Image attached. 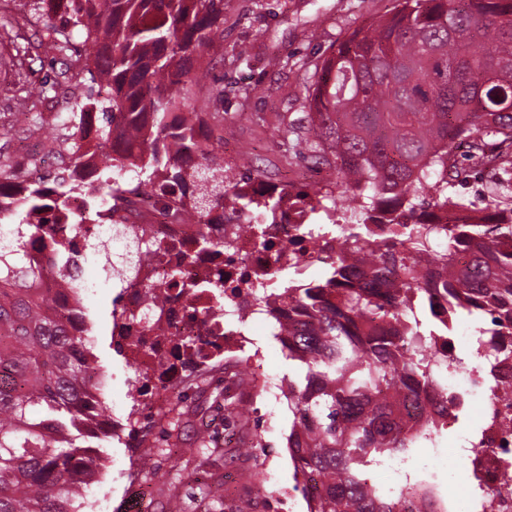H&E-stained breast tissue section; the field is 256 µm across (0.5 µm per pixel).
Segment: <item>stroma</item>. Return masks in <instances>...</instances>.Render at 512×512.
I'll return each mask as SVG.
<instances>
[{
	"label": "stroma",
	"instance_id": "1",
	"mask_svg": "<svg viewBox=\"0 0 512 512\" xmlns=\"http://www.w3.org/2000/svg\"><path fill=\"white\" fill-rule=\"evenodd\" d=\"M394 4L395 0H224V63L213 71L214 88L196 92L188 109L203 114L225 147L249 152V161H236L232 173L253 164L271 184L319 187L335 180L333 168L306 157L287 156L285 145L304 132L307 88L316 63L355 29L390 13ZM61 70L60 63L45 61L21 74L9 51L0 50V153L21 167H28L29 151L53 149L55 113L65 103L59 96L48 98L39 106L42 120L19 126L13 114L19 109L20 95L30 85L58 80ZM217 88L224 92L223 101L213 97ZM103 264L99 256L83 268L85 278L96 284L86 304L93 321L92 351L107 375L102 399L110 412L121 416L130 403L128 372L124 355L107 330L116 290ZM244 333L249 342L240 357L259 365L264 376L258 382L251 373H244L233 390L238 406L247 411L248 429H225L224 375L208 373L181 395L188 416L166 414L141 443L126 433L108 442L100 478L86 493L84 512H117L129 475L141 462L150 472L149 478L137 480L148 492L143 512H167L170 496L191 500L199 483L214 479L221 481L224 490L216 512H282L280 495L287 491L293 495L292 512H307L301 494L294 491L287 401L274 392L292 367L270 330L249 324ZM202 433L215 439L206 453L193 455L187 463L172 452L175 444L195 447ZM455 445L453 436L441 433L434 444L413 449L409 463L413 471L435 473L443 493L459 508L465 486L458 475L467 463L449 457L448 450ZM264 471L273 475L274 484L261 496L255 486Z\"/></svg>",
	"mask_w": 512,
	"mask_h": 512
}]
</instances>
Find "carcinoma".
Listing matches in <instances>:
<instances>
[{
	"mask_svg": "<svg viewBox=\"0 0 512 512\" xmlns=\"http://www.w3.org/2000/svg\"><path fill=\"white\" fill-rule=\"evenodd\" d=\"M22 27L10 41L19 66L29 58ZM224 45V0H67L59 22L45 21L36 49L59 58L63 81L96 88L68 99L55 142L67 161L49 180L29 181L0 161V201L22 187L11 221L68 208L83 188L81 173L99 153L107 171L132 172L141 186L176 185L166 209L185 224L209 223L210 211H252L262 223L283 220V197L337 223L335 190L362 199L360 217L338 226L336 262L322 283L290 281L287 448L307 512H409L430 497L425 481L395 494L374 484L372 465L407 456L442 430L406 421V394L446 390L457 357L426 356L437 332L426 329L417 298L439 330L459 312L489 320L483 337L512 336V0H396L390 16L355 30L315 66L305 135L287 151L336 171V182L293 185L256 194L258 174L232 180L209 149L205 120L187 110L191 93L211 78L210 54ZM491 181L480 208L454 188L467 181L457 150ZM333 202V206L325 202ZM373 224H385L378 234ZM448 240L442 253L434 238ZM460 252L469 264L455 266ZM363 255L367 270H349ZM43 269L23 246L0 252V512H80L84 472L103 466L100 445L81 403L86 374L100 365L74 355L81 341L40 288ZM310 473L317 485L299 482ZM220 499L200 487L192 510L212 512Z\"/></svg>",
	"mask_w": 512,
	"mask_h": 512,
	"instance_id": "carcinoma-1",
	"label": "carcinoma"
}]
</instances>
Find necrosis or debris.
<instances>
[{"label": "necrosis or debris", "mask_w": 512, "mask_h": 512, "mask_svg": "<svg viewBox=\"0 0 512 512\" xmlns=\"http://www.w3.org/2000/svg\"><path fill=\"white\" fill-rule=\"evenodd\" d=\"M98 186L74 196L67 214L41 226L40 240H53L55 250H35L48 281L73 274L83 266L92 246L104 239L121 243L130 255L141 250L162 252L154 260L147 277L135 268L114 272L112 285L116 301L112 306L111 333L124 345L125 358L137 377H149L147 392L132 389L126 420L99 415L97 437L120 435L124 423L156 413L170 398L180 394L191 368H207L233 359L246 337L235 325V317L257 318L262 310L254 290L260 283H273L310 263L328 264L338 250L336 235L308 236L298 224H269L257 232L258 218L241 213L224 222L220 212H212L205 226L183 224L167 215L154 192L133 197L118 209L109 224H80L89 198L99 196ZM213 242L211 251L193 253L182 262L198 234ZM180 266L179 278H172L173 266ZM164 289L167 300L156 310L147 287ZM192 340L184 351V340ZM449 381L463 382L469 391L480 393L478 431L465 439L459 452L470 469L468 512H512V393L489 390L488 375L482 370L460 369ZM460 394L433 393L410 396L404 408L407 420H440L445 429H455L461 410Z\"/></svg>", "instance_id": "4bbe7bcc"}]
</instances>
